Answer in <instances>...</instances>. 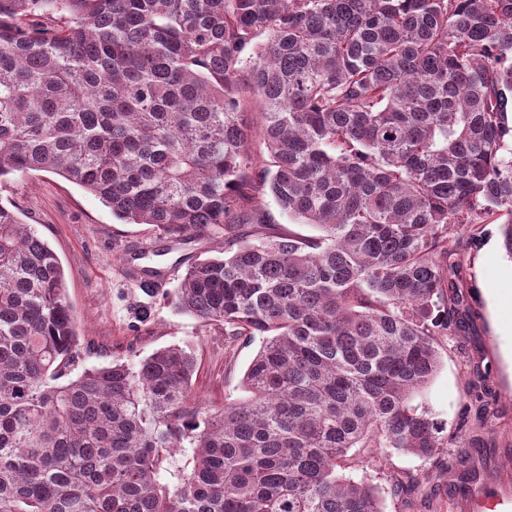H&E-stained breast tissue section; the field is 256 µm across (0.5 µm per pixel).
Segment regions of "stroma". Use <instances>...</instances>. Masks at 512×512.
<instances>
[{
  "mask_svg": "<svg viewBox=\"0 0 512 512\" xmlns=\"http://www.w3.org/2000/svg\"><path fill=\"white\" fill-rule=\"evenodd\" d=\"M0 205L35 225L59 257L77 326L94 346L86 366L115 356L136 362L156 349L186 345L195 357L197 397L213 404L244 397L242 378L258 343L225 346L223 330L178 313L161 293H144L122 262L132 248L159 252L162 286L171 289L196 256L222 249L223 237L203 236L183 244L158 238L150 225L123 223L92 194L50 172L9 176L0 183ZM463 263V296L473 325L440 339L439 368L413 404L432 410L445 423L455 438L449 455L467 446L476 486L512 499V296L504 292L512 284V261L502 251L498 225L484 226ZM481 405L488 412L482 422L476 415ZM408 471L425 473L422 496L385 497L384 512H473L472 491L460 484L455 469L431 468L387 449L379 451L367 475L384 488Z\"/></svg>",
  "mask_w": 512,
  "mask_h": 512,
  "instance_id": "35a3bbf8",
  "label": "stroma"
}]
</instances>
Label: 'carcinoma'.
I'll list each match as a JSON object with an SVG mask.
<instances>
[{
	"label": "carcinoma",
	"instance_id": "1",
	"mask_svg": "<svg viewBox=\"0 0 512 512\" xmlns=\"http://www.w3.org/2000/svg\"><path fill=\"white\" fill-rule=\"evenodd\" d=\"M511 112L512 0H0V180L223 231L165 298L262 339L221 405L178 344L86 367L61 262L0 206V512H383L352 450L444 466L410 401L461 328L468 241L499 224L512 261ZM264 203L265 208L269 210L273 216L274 224L278 225L282 232L288 233V230H290L302 236H314L317 234V230L313 226L298 224L293 218L282 213L270 196L265 197Z\"/></svg>",
	"mask_w": 512,
	"mask_h": 512
}]
</instances>
